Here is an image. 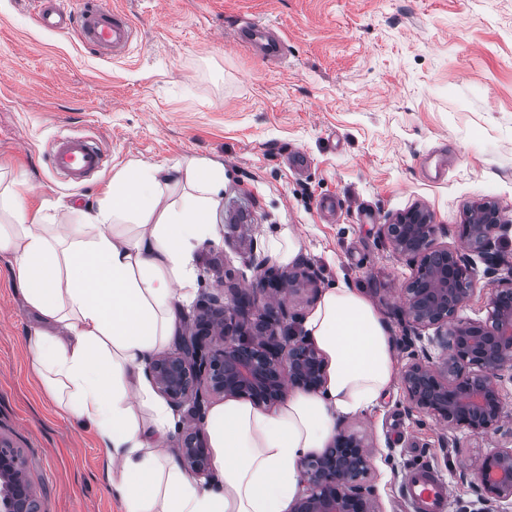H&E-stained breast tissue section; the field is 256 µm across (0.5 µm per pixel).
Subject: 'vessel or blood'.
<instances>
[{
	"label": "vessel or blood",
	"instance_id": "b4317fda",
	"mask_svg": "<svg viewBox=\"0 0 512 512\" xmlns=\"http://www.w3.org/2000/svg\"><path fill=\"white\" fill-rule=\"evenodd\" d=\"M35 20L51 32L75 33L87 48L101 57L127 54L136 33L129 16L112 8L108 0H84L77 11L68 8L67 0H35ZM238 38L258 46L268 59L278 60L284 54L283 41L264 24L245 25ZM109 160L102 146L86 135L57 136L50 150L52 170L76 188L84 187L89 177L102 172ZM404 494L413 512H447L448 483L433 469L411 470L404 480Z\"/></svg>",
	"mask_w": 512,
	"mask_h": 512
}]
</instances>
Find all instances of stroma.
<instances>
[{
	"mask_svg": "<svg viewBox=\"0 0 512 512\" xmlns=\"http://www.w3.org/2000/svg\"><path fill=\"white\" fill-rule=\"evenodd\" d=\"M112 3L136 37L106 60L75 34L40 29L30 0H0V175L26 183L30 210L69 224L128 164H223L216 233L195 252L194 303L232 299L252 276L249 253L279 265L268 243L288 229L317 291L360 290L397 339L414 265L393 253L382 224L420 203L437 243L455 248L468 205L491 201L512 217V0ZM251 21L278 32L282 62L235 41ZM73 132L110 153L78 190L48 163L53 137ZM11 265L0 254V437L21 456L42 512H120L94 434L59 412L31 369L39 321ZM317 291L293 295L299 320ZM504 390L509 419L491 439L412 410L399 388L373 414L340 419L377 448L368 482L380 512H409L401 486L418 466L447 479L448 512H512L481 500L468 470L512 444V382Z\"/></svg>",
	"mask_w": 512,
	"mask_h": 512,
	"instance_id": "35a3bbf8",
	"label": "stroma"
}]
</instances>
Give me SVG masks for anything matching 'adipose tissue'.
<instances>
[{
  "label": "adipose tissue",
  "instance_id": "1",
  "mask_svg": "<svg viewBox=\"0 0 512 512\" xmlns=\"http://www.w3.org/2000/svg\"><path fill=\"white\" fill-rule=\"evenodd\" d=\"M224 167L189 160L118 172L96 208L50 228L22 184L0 188V254L40 320L31 364L62 411L91 429L121 512H290L302 460L327 448L340 417L372 412L395 385L389 327L362 292L326 289L303 331L326 357L317 392L295 391L273 411L228 399L206 418L219 481L202 485L161 447L179 418L146 376L150 355L176 337L194 251L212 237ZM151 424H141L140 407Z\"/></svg>",
  "mask_w": 512,
  "mask_h": 512
}]
</instances>
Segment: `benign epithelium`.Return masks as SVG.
I'll return each instance as SVG.
<instances>
[{
  "mask_svg": "<svg viewBox=\"0 0 512 512\" xmlns=\"http://www.w3.org/2000/svg\"><path fill=\"white\" fill-rule=\"evenodd\" d=\"M505 219L485 201L469 206L458 237L463 248L487 262L490 272L504 265L506 277L487 296L486 317L459 316L475 291V268L457 249L436 242L437 225L421 204L382 225L392 251L415 263L402 288L401 322L406 340H428L438 350L411 354L400 382L412 408L450 428L473 435L499 432L505 417L503 377L512 372V259L492 251ZM250 289L226 304L209 294L201 313L188 319L178 348L153 355L146 372L172 406L189 405L192 424L183 429L179 462L191 475L209 479L213 459L201 427L206 397L247 399L259 407L280 404L292 390L316 391L326 381L327 364L318 348L298 335L289 302L301 285L298 274L250 254ZM261 306L266 316L252 321ZM434 330L424 337L423 332ZM375 447L366 436L339 429L328 448L302 462L303 487L292 512H378L367 485ZM474 485L485 501H512V448L498 447L472 461ZM0 512H41L18 452L0 437Z\"/></svg>",
  "mask_w": 512,
  "mask_h": 512,
  "instance_id": "obj_1",
  "label": "benign epithelium"
}]
</instances>
